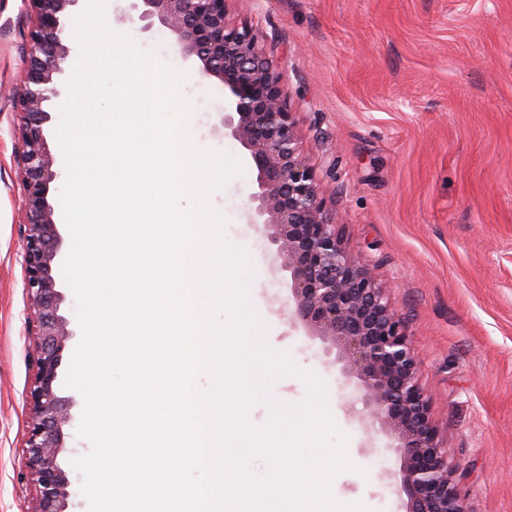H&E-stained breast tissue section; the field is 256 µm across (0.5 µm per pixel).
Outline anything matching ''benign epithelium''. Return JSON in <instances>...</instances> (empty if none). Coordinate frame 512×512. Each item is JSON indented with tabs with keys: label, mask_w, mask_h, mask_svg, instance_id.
Wrapping results in <instances>:
<instances>
[{
	"label": "benign epithelium",
	"mask_w": 512,
	"mask_h": 512,
	"mask_svg": "<svg viewBox=\"0 0 512 512\" xmlns=\"http://www.w3.org/2000/svg\"><path fill=\"white\" fill-rule=\"evenodd\" d=\"M34 26L16 90L21 119L23 181L21 224L23 288L29 303L27 335L34 338L28 400L32 420L24 443L22 479L34 492L32 512H68L70 485L58 462L69 402L58 395L62 352L72 336L59 314L62 296L53 267L61 250L50 185L60 172L46 147L48 102L66 94L65 63L72 47L64 18L81 0H28ZM141 19L158 18L177 36L180 51L200 62L202 79L228 89L224 130L249 151L257 170L251 197L253 223L273 228L280 270L288 273L284 309L308 335L331 344L344 384L355 380L366 393L361 421L389 430L400 454V489L406 512H471L456 481L418 383V355L408 326L369 268L343 246L332 213L306 161L295 113L281 89L276 60L255 32L227 20V0H140Z\"/></svg>",
	"instance_id": "obj_1"
}]
</instances>
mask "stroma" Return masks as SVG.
I'll use <instances>...</instances> for the list:
<instances>
[{
    "label": "stroma",
    "instance_id": "35a3bbf8",
    "mask_svg": "<svg viewBox=\"0 0 512 512\" xmlns=\"http://www.w3.org/2000/svg\"><path fill=\"white\" fill-rule=\"evenodd\" d=\"M228 19L252 26L279 63L337 230L407 322L432 422L472 512H512V0H255L247 12L229 6ZM105 20L183 76L198 150L243 164L208 202L225 216L226 238L250 255V301L266 344L327 386L351 463L333 477V497L405 512L393 440L346 414L334 354L282 309L288 290L271 230L250 221L257 170L224 132L227 89L197 77V60L131 0H112ZM33 23L26 0H0V512L31 508L21 481L32 347L14 91ZM57 391L70 403L59 457L69 509L88 512L71 464L90 450L77 434L84 402Z\"/></svg>",
    "mask_w": 512,
    "mask_h": 512
}]
</instances>
